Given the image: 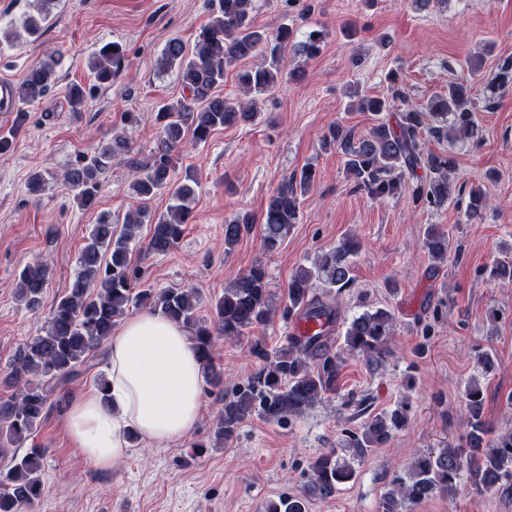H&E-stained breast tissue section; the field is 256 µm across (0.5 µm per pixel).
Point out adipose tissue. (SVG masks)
I'll use <instances>...</instances> for the list:
<instances>
[{
	"label": "adipose tissue",
	"instance_id": "1",
	"mask_svg": "<svg viewBox=\"0 0 512 512\" xmlns=\"http://www.w3.org/2000/svg\"><path fill=\"white\" fill-rule=\"evenodd\" d=\"M106 391L73 398L64 413L69 439L95 466L112 469L128 452V431L171 441L196 424L203 371L188 330L154 311L125 320L108 342Z\"/></svg>",
	"mask_w": 512,
	"mask_h": 512
}]
</instances>
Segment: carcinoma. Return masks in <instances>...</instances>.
Returning a JSON list of instances; mask_svg holds the SVG:
<instances>
[{
    "instance_id": "carcinoma-1",
    "label": "carcinoma",
    "mask_w": 512,
    "mask_h": 512,
    "mask_svg": "<svg viewBox=\"0 0 512 512\" xmlns=\"http://www.w3.org/2000/svg\"><path fill=\"white\" fill-rule=\"evenodd\" d=\"M48 2L29 0V10L15 27L31 38L39 37L48 23L44 10ZM253 11L254 0H212L209 21L200 28L192 49L179 38L165 44L156 68L160 73L177 71L186 95L160 105L155 115L160 136L146 164L137 167L131 185L138 209L126 216L120 232L109 215H100L79 254L67 291L49 310L44 331L17 349L10 371L0 377V387L12 391L8 398L0 399L1 442L22 445L32 438L50 411L61 407L62 399L54 394L78 379L81 369L108 343L118 320L134 309L159 311L189 331L206 383L218 390L223 402L215 423V447L232 438L255 411L283 424L336 393L344 369L343 353L362 358L373 370L392 355L389 340L396 318L388 309L364 312L345 322L344 350H333L332 332L339 318L335 297L349 286L351 258L360 249L354 237L323 252L313 266L297 269L288 281L283 316L321 320L328 329L291 340L272 356L255 347V354L266 364L245 387L231 391L224 389V373L215 364V337L237 338L268 323L271 309L265 263L257 261L236 276L215 301L208 320L197 315L199 296L194 288L135 290L137 272L131 264V242L136 231L143 224L151 225L148 246L165 253L178 244L184 224L190 220L187 201L194 194L192 179L173 180L178 146L187 136L201 144L220 128L253 122L262 96L294 75L288 69L286 51L296 47L305 57L316 58L330 36L329 29L319 26L299 41L296 30L287 23L269 32L255 25ZM126 62L122 44H103L90 64L97 85L112 84ZM241 62L246 66L236 71V80L243 98H228L219 87L228 69ZM56 66L57 60L50 56L28 69L17 92V113H25L28 105L47 97L57 80ZM388 82L387 96L366 95L359 101L361 111L378 116L368 134L357 139L336 125L329 130V144L343 156L354 190L374 199L405 196L416 207L438 209L456 195L452 178L456 161L449 154L424 152L421 138L426 135L440 141L454 133L470 140L478 138L472 83L463 76L449 84L448 91L435 93L425 106L416 107L409 104L398 75H390ZM510 84L512 56L498 63L490 80L492 86ZM92 96L91 87L71 86L68 98L72 111H81ZM384 112H397L399 119L393 122L382 116ZM128 151L129 142L122 134L100 141L93 152L76 157L62 176L63 185L80 206L92 207L112 159ZM314 177L312 168L303 167L268 198L260 218L245 213L224 225L225 250H232L258 222L262 250L276 251L297 223L300 197ZM165 191L173 204L164 213L151 212L148 202ZM488 207L489 197L483 189L468 191L464 208L467 221L479 220ZM423 245L435 261L442 263L448 258V233L437 225L426 228ZM49 275V269L39 264L21 271L16 293L29 309L40 308ZM490 276L511 284L512 258L493 259ZM318 282L323 285L319 294L314 289ZM462 403L466 447L417 451L406 475L392 480L382 512H405L436 493L451 491L464 472L468 482L484 493L497 492L512 479V432L490 436L484 417V391L476 380L465 386ZM407 425V405L399 403L358 429L346 431L344 447L349 449L350 459L340 458L334 449L317 454L310 461L304 488L267 501L265 512H309L311 500L333 497L340 485L354 479V464L388 444ZM44 467V449L35 445L11 456L0 472V512H24L43 497Z\"/></svg>"
}]
</instances>
